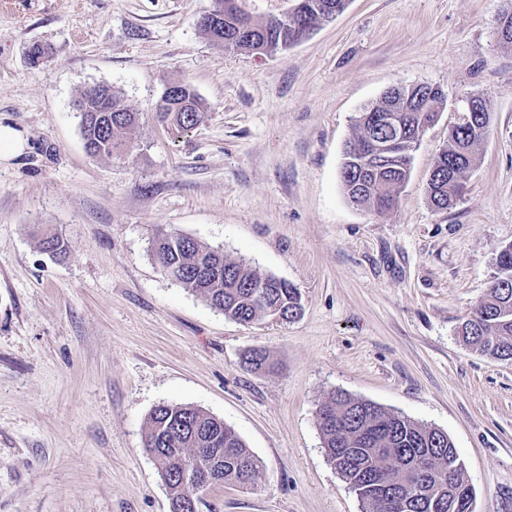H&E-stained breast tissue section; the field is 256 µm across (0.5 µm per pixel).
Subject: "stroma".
<instances>
[{
    "label": "stroma",
    "instance_id": "1",
    "mask_svg": "<svg viewBox=\"0 0 512 512\" xmlns=\"http://www.w3.org/2000/svg\"><path fill=\"white\" fill-rule=\"evenodd\" d=\"M215 0H0V121L25 140L0 161V512H170L144 448L160 404L223 419L255 456L254 487L213 488L202 512H363L328 461L317 411L332 393L448 434L473 512L512 495V360L458 328L512 243V51L507 0H349L285 51L217 47ZM49 51L40 65L31 45ZM188 84L209 109L185 132L153 112ZM111 85L140 115L132 147L89 156L73 102ZM447 105L413 155L397 207L348 201L356 117L399 84ZM492 134L461 200L427 181L462 99ZM63 241L43 252L40 236ZM172 231L297 289L292 320L242 324L169 279ZM266 352L268 370L244 355Z\"/></svg>",
    "mask_w": 512,
    "mask_h": 512
}]
</instances>
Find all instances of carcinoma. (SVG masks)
Instances as JSON below:
<instances>
[{
    "label": "carcinoma",
    "mask_w": 512,
    "mask_h": 512,
    "mask_svg": "<svg viewBox=\"0 0 512 512\" xmlns=\"http://www.w3.org/2000/svg\"><path fill=\"white\" fill-rule=\"evenodd\" d=\"M306 23L313 27L344 10L346 0H299ZM242 17L234 0H224V21L203 32L226 50L259 54L281 50L293 41L292 26L269 21L251 24L249 39H236ZM105 105L83 90L75 100L84 147L93 157H118L130 148L129 134L138 123L132 111L112 91L100 84ZM181 93L156 107L157 117L174 129L185 131L207 118V107L190 88L180 84ZM478 122L456 125L448 132V143L440 151L428 179V196L438 210L452 208L462 197L454 183L478 163V148L491 135V105L485 95ZM447 101L442 87L395 86L379 101L365 106L357 117V134L344 148L341 183L345 195L357 205L378 213L393 210L406 183L412 152L425 131L427 113L440 112ZM163 271L174 270V281L203 296L209 304L240 323L277 315L284 320L300 302L287 282L269 289L270 298L258 304L251 290L274 280L224 257V252L204 246L178 233H161L152 244ZM465 343L500 360L512 358V243L496 251L490 286L471 315L462 323ZM321 407L317 419L328 460L349 483L364 505V512H448V460L458 454L451 439L438 430L381 407L337 392ZM154 451L168 490L170 512H192L186 505L192 496L205 502L206 492H195L191 477L209 473L216 485L234 483L252 487L259 477L254 455L224 420L197 408L163 404L150 415L144 440ZM429 454V472L415 483L406 475L404 456ZM457 512H472L473 487L463 468L454 475Z\"/></svg>",
    "instance_id": "1"
}]
</instances>
